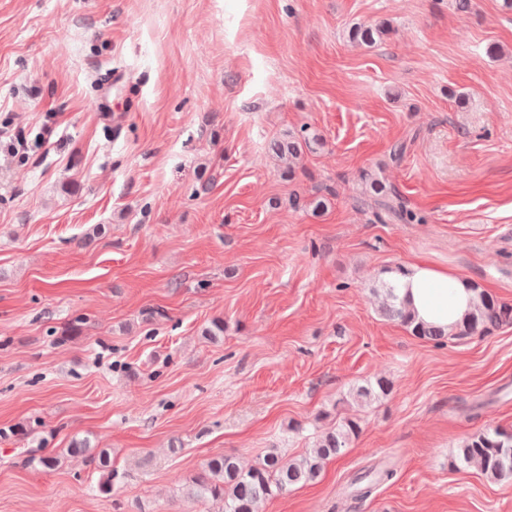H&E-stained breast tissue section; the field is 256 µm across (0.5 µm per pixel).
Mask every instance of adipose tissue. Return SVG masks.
I'll return each mask as SVG.
<instances>
[{
    "label": "adipose tissue",
    "instance_id": "adipose-tissue-1",
    "mask_svg": "<svg viewBox=\"0 0 512 512\" xmlns=\"http://www.w3.org/2000/svg\"><path fill=\"white\" fill-rule=\"evenodd\" d=\"M394 281L407 309L422 323L453 325L471 312L476 303L469 281L422 261L405 264Z\"/></svg>",
    "mask_w": 512,
    "mask_h": 512
}]
</instances>
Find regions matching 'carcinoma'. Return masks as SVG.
Here are the masks:
<instances>
[{
  "label": "carcinoma",
  "instance_id": "obj_1",
  "mask_svg": "<svg viewBox=\"0 0 512 512\" xmlns=\"http://www.w3.org/2000/svg\"><path fill=\"white\" fill-rule=\"evenodd\" d=\"M387 32L389 23L379 21L358 31V35L361 40L373 43L375 37ZM373 191L377 194L376 217L385 215L398 220L403 217L409 221L413 219V215L404 213L402 205L384 187L376 185ZM375 293L380 298L379 311L383 316L402 322L411 328L414 335L436 344H442L452 337L483 335L492 328L512 321V307L479 292L474 309L461 322L444 331L414 324L392 282L382 281ZM390 391V381L379 378L373 384L353 389L349 392V399L363 406L388 395ZM360 431L358 418L345 417L322 435L309 452L288 461L274 450L247 468L241 467L238 458L232 454L212 457L206 462L204 471L188 484V494L218 505V512H260L264 502L287 493L297 485L317 480L325 465L339 457ZM69 451L87 455L101 473L99 491L103 494L112 491V459L107 452H90V443L86 439L73 440ZM458 458L490 480H511L512 432L494 428L469 436L459 446ZM393 476L392 470L385 469L376 474L370 471L358 477V480H368L364 487V494L367 495L371 493L373 485L389 481Z\"/></svg>",
  "mask_w": 512,
  "mask_h": 512
}]
</instances>
